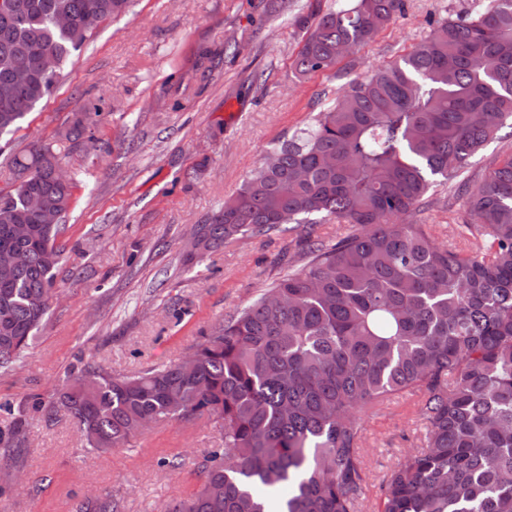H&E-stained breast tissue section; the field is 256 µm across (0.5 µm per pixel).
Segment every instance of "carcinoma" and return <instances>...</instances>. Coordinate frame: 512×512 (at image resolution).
<instances>
[{
	"label": "carcinoma",
	"mask_w": 512,
	"mask_h": 512,
	"mask_svg": "<svg viewBox=\"0 0 512 512\" xmlns=\"http://www.w3.org/2000/svg\"><path fill=\"white\" fill-rule=\"evenodd\" d=\"M10 19L16 45L49 51L55 70L20 96L0 50V135L15 131L92 35L84 16L129 0H27ZM404 0H338L300 20L299 76L331 70L374 41ZM70 22L61 25L59 17ZM400 60L352 80L306 124L279 136L204 223L189 257L244 236L303 230L300 264L211 326L189 360L116 375L87 361L51 409L88 448L109 454L150 423L202 417L224 447L192 461L198 489L160 512H360L367 490L358 412L419 395L425 444L387 476L379 512H512V155L468 188L476 251L439 246L410 221L430 189L458 176L512 119V0H482ZM77 121L66 139L97 124ZM61 147L14 156L0 193V250L24 257L0 284V372L15 370L45 325L63 248L60 224L12 229L34 182L65 215L72 183L52 178ZM350 224L334 243L318 224ZM76 512H121L106 495Z\"/></svg>",
	"instance_id": "carcinoma-1"
}]
</instances>
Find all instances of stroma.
Here are the masks:
<instances>
[{
  "label": "stroma",
  "mask_w": 512,
  "mask_h": 512,
  "mask_svg": "<svg viewBox=\"0 0 512 512\" xmlns=\"http://www.w3.org/2000/svg\"><path fill=\"white\" fill-rule=\"evenodd\" d=\"M310 0H130L94 31L50 96L15 132L0 137V190L9 162L29 145L61 138L83 113L99 111L92 137L71 142L73 203L58 239L64 259L48 322L21 366L0 374V512H75L92 495L121 498L125 512H158L200 484L190 461L219 447L206 420L153 424L107 455L87 452L64 416L45 421L69 371L92 359L135 374L187 355L203 331L253 301L302 249L297 231L254 236L186 262L194 224L235 193L270 143L369 68L409 53L429 23L456 17L475 0H406V9L336 68L296 78L303 38L295 19ZM239 52H232V45ZM512 154L504 125L459 176L431 190L416 223L442 246L476 249L459 237L467 219L464 185L482 181ZM41 401L23 440L9 437L16 409ZM417 396L364 409L368 488L362 512H377L378 488L409 450L423 447Z\"/></svg>",
  "instance_id": "stroma-1"
}]
</instances>
